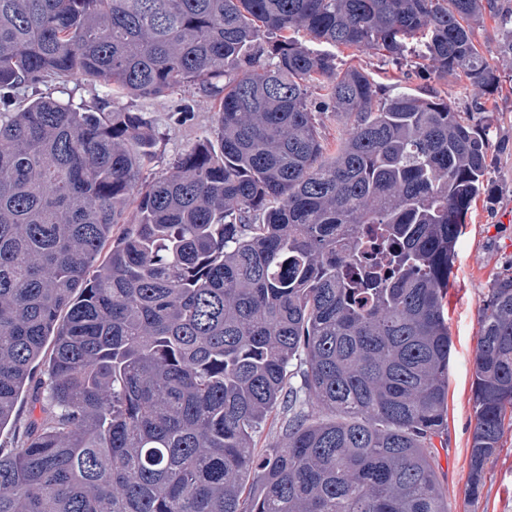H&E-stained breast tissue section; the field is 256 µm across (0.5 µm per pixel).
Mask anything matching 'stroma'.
<instances>
[{
  "mask_svg": "<svg viewBox=\"0 0 512 512\" xmlns=\"http://www.w3.org/2000/svg\"><path fill=\"white\" fill-rule=\"evenodd\" d=\"M473 38L500 76L493 95L478 96L463 76L429 79L410 73L408 87L430 90L482 129L488 143L486 190L473 203L456 244L448 282V331L452 352L448 370V421L434 438L437 476L448 512H512V429L484 472L478 499H470V448L474 428L473 357L479 320L496 276L512 269V59L501 53L502 30L491 19L476 26ZM193 108L188 119L173 111L177 101ZM123 106L141 111L155 135L152 159L144 172L165 174L173 160L194 142L214 138L217 115L209 98L196 89L154 100L124 98Z\"/></svg>",
  "mask_w": 512,
  "mask_h": 512,
  "instance_id": "35a3bbf8",
  "label": "stroma"
}]
</instances>
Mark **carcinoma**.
Segmentation results:
<instances>
[{
	"instance_id": "cac0c4a2",
	"label": "carcinoma",
	"mask_w": 512,
	"mask_h": 512,
	"mask_svg": "<svg viewBox=\"0 0 512 512\" xmlns=\"http://www.w3.org/2000/svg\"><path fill=\"white\" fill-rule=\"evenodd\" d=\"M488 17L511 55L498 0H0V429L24 388L39 404L0 447V512H448V279L485 136L297 35L487 93ZM74 78L101 105L25 96ZM192 86L216 139L147 181L149 123L115 101ZM473 371L475 498L512 427V272ZM323 120V135H325L329 152H333L336 149V138H338L349 126V121L342 116H337L329 112L326 117H322ZM283 420L284 414L278 408L261 424L259 431L254 436L255 452L258 456L266 455L279 443Z\"/></svg>"
}]
</instances>
